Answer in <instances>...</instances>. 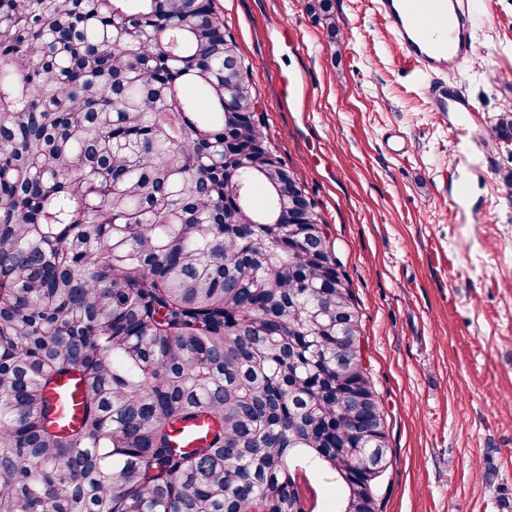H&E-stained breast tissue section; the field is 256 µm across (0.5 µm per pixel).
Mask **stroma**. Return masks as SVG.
Wrapping results in <instances>:
<instances>
[{
  "instance_id": "35a3bbf8",
  "label": "stroma",
  "mask_w": 512,
  "mask_h": 512,
  "mask_svg": "<svg viewBox=\"0 0 512 512\" xmlns=\"http://www.w3.org/2000/svg\"><path fill=\"white\" fill-rule=\"evenodd\" d=\"M374 0H214L249 66L258 115L326 222L386 414L384 512H512V156L467 155L476 212H454V135ZM473 56L451 74L481 138L512 113V0H473ZM310 93L283 104L289 73ZM400 133L405 152L388 149Z\"/></svg>"
}]
</instances>
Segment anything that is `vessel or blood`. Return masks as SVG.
<instances>
[{
    "instance_id": "b4317fda",
    "label": "vessel or blood",
    "mask_w": 512,
    "mask_h": 512,
    "mask_svg": "<svg viewBox=\"0 0 512 512\" xmlns=\"http://www.w3.org/2000/svg\"><path fill=\"white\" fill-rule=\"evenodd\" d=\"M392 37L413 64L428 76L422 91L432 111L449 114L448 128L456 138L469 135V121L478 107L463 89L449 82V68L460 66L475 51V18L469 0H375ZM62 422L79 412L80 393L72 382L59 389Z\"/></svg>"
}]
</instances>
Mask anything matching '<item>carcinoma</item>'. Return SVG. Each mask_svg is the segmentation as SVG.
Returning <instances> with one entry per match:
<instances>
[{"label":"carcinoma","mask_w":512,"mask_h":512,"mask_svg":"<svg viewBox=\"0 0 512 512\" xmlns=\"http://www.w3.org/2000/svg\"><path fill=\"white\" fill-rule=\"evenodd\" d=\"M257 104L213 0H0V512H382L355 297ZM59 399L62 402V423L68 424L78 416L80 402L79 389L72 382L63 381L59 389Z\"/></svg>","instance_id":"carcinoma-1"}]
</instances>
